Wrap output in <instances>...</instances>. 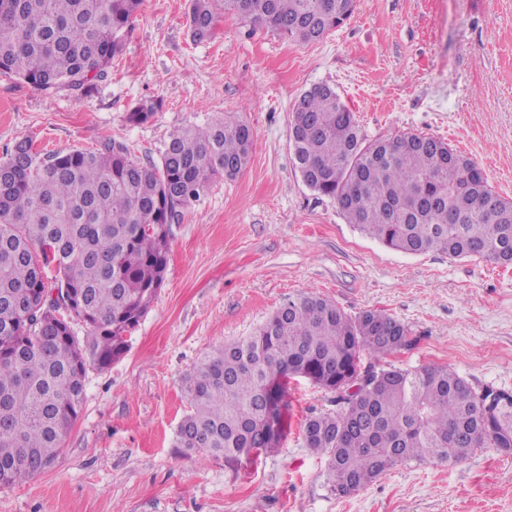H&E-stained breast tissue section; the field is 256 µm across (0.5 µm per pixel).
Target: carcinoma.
<instances>
[{
	"label": "carcinoma",
	"mask_w": 512,
	"mask_h": 512,
	"mask_svg": "<svg viewBox=\"0 0 512 512\" xmlns=\"http://www.w3.org/2000/svg\"><path fill=\"white\" fill-rule=\"evenodd\" d=\"M356 2L191 0L188 23L194 41L210 38L222 3L245 23L310 43L349 19ZM140 4L0 0V74L85 95L108 77ZM162 106L141 100L126 120L144 124ZM253 141L247 121L226 117L173 130L149 166L115 140L43 154L22 139L0 158L1 487L57 462L87 369L123 357L163 284L178 209L212 181L240 175ZM290 142L306 186L385 246L512 264V200L442 139L406 132L367 142L336 91L319 84L295 101ZM49 289L71 300L86 336L59 317ZM412 344L409 329L380 311L350 316L314 291L292 297L194 365L176 447L228 466L273 453L288 426V383L303 377L341 405L302 429L306 447L327 457L338 497L405 462H460L484 447L512 455V394L477 391L445 366L381 364Z\"/></svg>",
	"instance_id": "obj_1"
}]
</instances>
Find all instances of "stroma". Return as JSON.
I'll return each mask as SVG.
<instances>
[{
	"mask_svg": "<svg viewBox=\"0 0 512 512\" xmlns=\"http://www.w3.org/2000/svg\"><path fill=\"white\" fill-rule=\"evenodd\" d=\"M187 7L142 0L123 54L88 94L0 75V155L24 138L46 152L111 139L150 164L173 129L228 113L255 133L246 170L213 181L173 224L157 298L125 356L88 368L58 462L0 488V512H512V455L493 448L458 463L399 465L336 497L327 459L306 448L301 426L337 406L304 378L288 385L276 453L229 467L175 446L195 363L310 290L349 315L377 310L404 323L414 343L386 363L445 366L475 389L512 392V267L385 247L302 182L290 143L294 101L327 84L366 139H444L512 199V0H358L310 44L224 13L196 44ZM149 97L162 99L161 111L127 123L131 105Z\"/></svg>",
	"mask_w": 512,
	"mask_h": 512,
	"instance_id": "obj_1",
	"label": "stroma"
}]
</instances>
